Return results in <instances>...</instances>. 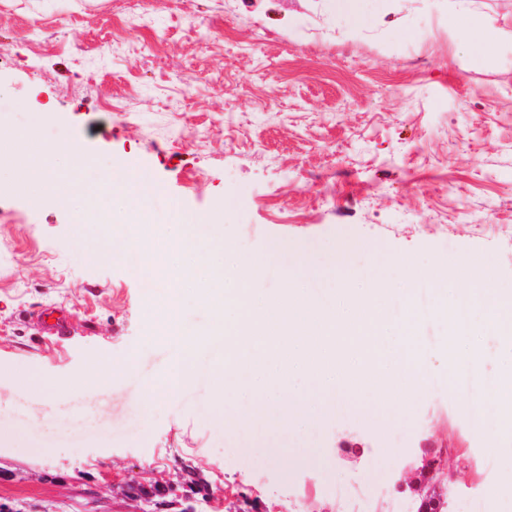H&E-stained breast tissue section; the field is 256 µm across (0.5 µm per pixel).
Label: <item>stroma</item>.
<instances>
[{
  "mask_svg": "<svg viewBox=\"0 0 512 512\" xmlns=\"http://www.w3.org/2000/svg\"><path fill=\"white\" fill-rule=\"evenodd\" d=\"M454 0H391L356 35L321 0H159L145 20L132 0H7L0 6V135L35 129L56 153L71 204L20 188L0 170V504L13 512H373L425 440L455 451V512H512L491 496L501 464L474 441L448 390L413 401L404 425L369 415L317 420L311 465L270 424L253 439L247 389L191 384L155 408L143 388L173 369L180 327L208 333L201 279L174 326L141 278L102 257L124 247L136 213L112 200L84 211L101 170L135 165L159 187L155 260L169 215L211 213L204 239L231 255L266 254L271 293L291 260L322 243L368 242L379 269L406 255L435 276L466 253L512 282V44L473 63L448 35ZM53 31L42 44L31 21ZM121 111H112L111 102ZM94 157L73 168L69 151ZM53 309L59 335L40 331ZM131 370H123L127 358ZM111 372L101 388L53 397L56 383Z\"/></svg>",
  "mask_w": 512,
  "mask_h": 512,
  "instance_id": "35a3bbf8",
  "label": "stroma"
}]
</instances>
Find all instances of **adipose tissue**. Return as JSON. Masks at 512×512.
I'll return each instance as SVG.
<instances>
[{
    "label": "adipose tissue",
    "mask_w": 512,
    "mask_h": 512,
    "mask_svg": "<svg viewBox=\"0 0 512 512\" xmlns=\"http://www.w3.org/2000/svg\"><path fill=\"white\" fill-rule=\"evenodd\" d=\"M465 8H458L448 19L454 35L462 36L471 46L474 56L485 58L495 50L503 38L502 30L495 27L474 29L466 24ZM1 163L16 169L23 184L38 188L58 203L68 200L70 190L59 183L55 176V162L39 143H32L27 158L7 156ZM99 188L102 193L114 196L120 208L133 209L144 197L155 192L153 183L129 164H122L101 172ZM449 271L459 277L471 278L480 298L470 319L466 336L455 338L447 349L449 358L468 356L480 361L482 353L474 341L484 326H492L505 342L504 359L508 370L507 381L495 399L498 414L495 420V440L492 451L501 460L502 475L506 483H512V283L503 284L491 265L476 266L470 255L459 254L448 262ZM196 342L187 340L179 364L164 379L148 385L143 391V403L154 407L160 399L191 385L196 377Z\"/></svg>",
    "instance_id": "obj_1"
}]
</instances>
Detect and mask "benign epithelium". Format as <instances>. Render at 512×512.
<instances>
[{
  "label": "benign epithelium",
  "mask_w": 512,
  "mask_h": 512,
  "mask_svg": "<svg viewBox=\"0 0 512 512\" xmlns=\"http://www.w3.org/2000/svg\"><path fill=\"white\" fill-rule=\"evenodd\" d=\"M447 448H426L418 467L417 477L409 479L402 473L395 481L394 489L400 494L410 493L414 512H451V502L445 479L451 478Z\"/></svg>",
  "instance_id": "7a95c632"
}]
</instances>
